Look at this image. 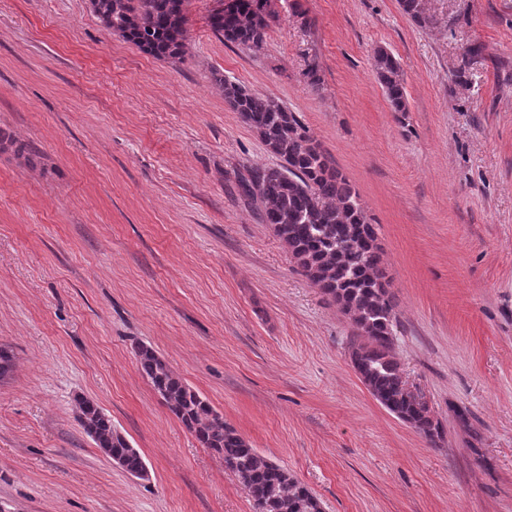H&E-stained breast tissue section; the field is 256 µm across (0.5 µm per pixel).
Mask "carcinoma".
Masks as SVG:
<instances>
[{
    "label": "carcinoma",
    "instance_id": "cac0c4a2",
    "mask_svg": "<svg viewBox=\"0 0 512 512\" xmlns=\"http://www.w3.org/2000/svg\"><path fill=\"white\" fill-rule=\"evenodd\" d=\"M228 18L209 16L213 33L224 41L257 51L262 48L271 12L269 0H238ZM188 0H95L93 12L102 25L138 50L156 58L180 60L185 55ZM404 13L422 25L430 21L420 0H400ZM374 69L389 106L408 111L401 69L395 57L379 50ZM229 108L257 134L280 164L253 168L240 178L238 193L260 202L259 218L288 247L301 273L348 317L356 330L363 384L386 409L416 422L433 440L439 423L422 417L400 390L401 369L386 340L396 336L397 303L384 284L381 247L360 195L331 156L309 134L296 113L274 99L222 77ZM142 376L169 412L204 447L224 460V467L244 474L243 486L253 507L265 512H297L295 506L314 498L288 470L262 456L237 430L214 413L210 403L185 384L157 351L136 347ZM76 419L83 432L105 453L136 471L145 461L111 417L92 400L79 402Z\"/></svg>",
    "mask_w": 512,
    "mask_h": 512
}]
</instances>
